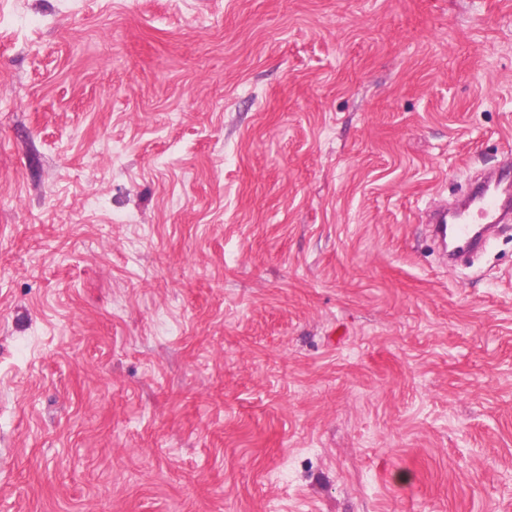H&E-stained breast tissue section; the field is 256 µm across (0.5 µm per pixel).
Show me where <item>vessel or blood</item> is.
Returning <instances> with one entry per match:
<instances>
[{"label": "vessel or blood", "instance_id": "vessel-or-blood-1", "mask_svg": "<svg viewBox=\"0 0 512 512\" xmlns=\"http://www.w3.org/2000/svg\"><path fill=\"white\" fill-rule=\"evenodd\" d=\"M510 218L512 175L504 172L477 183L460 204L435 212L433 232L442 240L455 237L468 248L475 243L472 225L501 224Z\"/></svg>", "mask_w": 512, "mask_h": 512}]
</instances>
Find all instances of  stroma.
<instances>
[{
  "label": "stroma",
  "instance_id": "1",
  "mask_svg": "<svg viewBox=\"0 0 512 512\" xmlns=\"http://www.w3.org/2000/svg\"><path fill=\"white\" fill-rule=\"evenodd\" d=\"M512 0H0V512H512ZM512 180L508 172L489 177L477 183L470 194L451 209L433 214L434 235L444 242L448 239V226L452 225L454 237L470 248L479 238H473V224H501L511 218Z\"/></svg>",
  "mask_w": 512,
  "mask_h": 512
}]
</instances>
